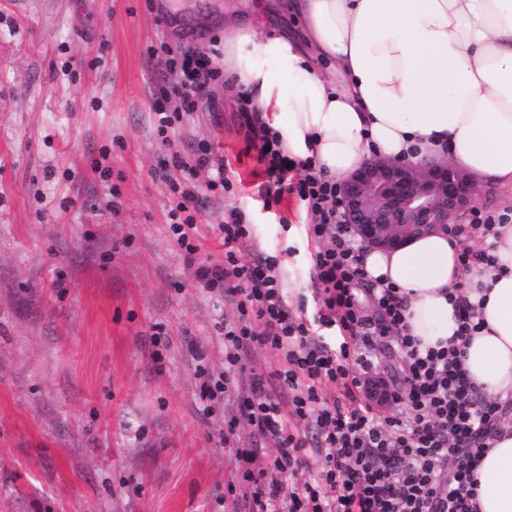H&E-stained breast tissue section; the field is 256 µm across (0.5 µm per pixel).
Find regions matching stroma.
Instances as JSON below:
<instances>
[{"mask_svg": "<svg viewBox=\"0 0 512 512\" xmlns=\"http://www.w3.org/2000/svg\"><path fill=\"white\" fill-rule=\"evenodd\" d=\"M153 2L0 0V512H232L234 451L253 440L242 428L219 443L196 368L223 370L236 308L169 238L172 183L199 189V260L223 261L217 224L238 207L252 226L242 261L286 252L291 304L311 298L307 212L294 195L264 206L237 95L216 82L215 110L181 113L162 143L166 75L147 53L188 50L187 28L223 64L230 7L267 33L300 21L287 0H188L184 26L166 27ZM202 142L228 159L231 193L208 192L205 170L159 177Z\"/></svg>", "mask_w": 512, "mask_h": 512, "instance_id": "1", "label": "stroma"}]
</instances>
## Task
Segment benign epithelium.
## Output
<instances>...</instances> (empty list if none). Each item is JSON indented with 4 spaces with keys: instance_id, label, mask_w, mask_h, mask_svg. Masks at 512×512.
Returning <instances> with one entry per match:
<instances>
[{
    "instance_id": "7a95c632",
    "label": "benign epithelium",
    "mask_w": 512,
    "mask_h": 512,
    "mask_svg": "<svg viewBox=\"0 0 512 512\" xmlns=\"http://www.w3.org/2000/svg\"><path fill=\"white\" fill-rule=\"evenodd\" d=\"M342 207L367 246L391 249L446 226L483 194L471 175L446 160L373 156L340 182Z\"/></svg>"
}]
</instances>
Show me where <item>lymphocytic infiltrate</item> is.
Segmentation results:
<instances>
[{
	"instance_id": "obj_1",
	"label": "lymphocytic infiltrate",
	"mask_w": 512,
	"mask_h": 512,
	"mask_svg": "<svg viewBox=\"0 0 512 512\" xmlns=\"http://www.w3.org/2000/svg\"><path fill=\"white\" fill-rule=\"evenodd\" d=\"M159 52L162 69L177 77L176 84L160 87L155 102L157 132L164 137L180 113L211 106L210 86L222 72L200 49L176 53L163 45ZM250 132L268 198L297 194L310 217L308 233L318 244L310 256L311 317L290 310L279 256L264 253L253 262L240 261V246L251 229L239 210L226 211L218 226L224 241L220 263L197 259L196 224L188 213L190 204L200 201L197 187L173 185L180 200L169 212L170 236L197 281L222 293L237 310L236 320L223 325V372L198 369L209 401L205 416H212L213 401L222 400L231 384H242L238 410L219 434L221 444L242 426L258 442L235 451L241 477L228 487L235 512H473L471 473L502 424L499 404L469 380L456 343L419 353L405 333L406 305L396 288L373 294L378 318L364 314L358 298L365 279L361 249L344 220L337 182L313 158L289 156L278 132L262 124ZM171 164L208 169L209 190H232L231 165L209 144H199L189 159L172 154ZM471 214L469 223L448 227L461 244L459 260L466 269L487 259L467 238L512 221L511 215L478 207ZM383 338L397 344L406 366L387 415L368 398L364 381ZM259 347L279 356L276 369L251 366ZM328 384L336 389L329 397L323 392ZM267 441L276 445L274 456L260 448ZM309 446L320 466L306 480L301 472Z\"/></svg>"
}]
</instances>
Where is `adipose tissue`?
I'll use <instances>...</instances> for the list:
<instances>
[{"label": "adipose tissue", "mask_w": 512, "mask_h": 512, "mask_svg": "<svg viewBox=\"0 0 512 512\" xmlns=\"http://www.w3.org/2000/svg\"><path fill=\"white\" fill-rule=\"evenodd\" d=\"M300 33L224 28V75L251 94L296 158L340 180L372 156L451 162L512 192V0H291ZM491 260L463 269L447 228L362 252L375 288H399L420 350L460 329L466 297L479 329L461 349L473 384L512 404V223L477 236ZM477 512H512V425L480 457Z\"/></svg>", "instance_id": "ef3b65f1"}]
</instances>
